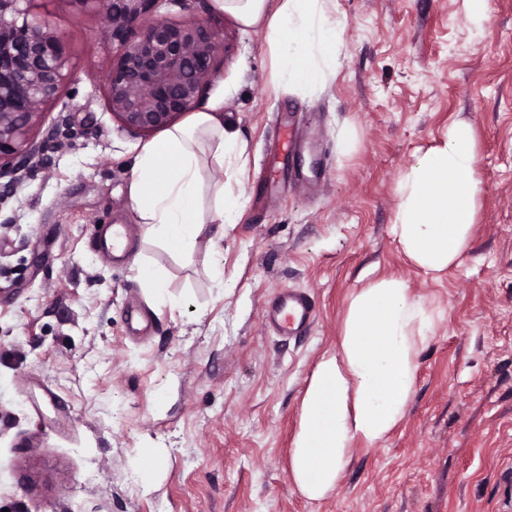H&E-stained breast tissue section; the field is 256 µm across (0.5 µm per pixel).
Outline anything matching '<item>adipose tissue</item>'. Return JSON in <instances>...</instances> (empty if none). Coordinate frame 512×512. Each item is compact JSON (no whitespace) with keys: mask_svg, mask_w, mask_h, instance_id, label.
Listing matches in <instances>:
<instances>
[{"mask_svg":"<svg viewBox=\"0 0 512 512\" xmlns=\"http://www.w3.org/2000/svg\"><path fill=\"white\" fill-rule=\"evenodd\" d=\"M245 26L267 25L277 86L313 97L336 77L344 23L333 0H214ZM223 98L189 124L143 146L132 167L129 195L147 240L189 252L205 229L200 162L205 150L236 161L243 144L215 122ZM479 159L469 123L448 128L443 146L422 154L404 176L392 233L407 257L428 274L459 264L475 224ZM435 313L404 281L381 278L353 292L335 352L317 362L301 401L290 450V473L312 502L337 486L355 444L383 441L413 395L415 357Z\"/></svg>","mask_w":512,"mask_h":512,"instance_id":"1","label":"adipose tissue"}]
</instances>
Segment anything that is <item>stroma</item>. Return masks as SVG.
<instances>
[{"instance_id": "stroma-1", "label": "stroma", "mask_w": 512, "mask_h": 512, "mask_svg": "<svg viewBox=\"0 0 512 512\" xmlns=\"http://www.w3.org/2000/svg\"><path fill=\"white\" fill-rule=\"evenodd\" d=\"M488 12L479 25L464 0H336L338 72L304 98L274 87L265 24L213 0H160L156 17H204L221 34V80L199 104L223 92L218 118L246 144L223 167L240 222L186 256L144 240L131 206V166L152 137L106 106V21L41 0L71 76L43 117L61 149L0 198V512H512V0ZM460 119L476 134L480 201L461 265L435 277L391 226L402 178ZM298 121L319 126L317 148L278 151L279 128ZM320 157L311 193L294 174ZM115 224L134 238L122 260L94 246ZM144 266L166 273L177 307L155 303ZM381 277L439 316L403 419L311 502L289 471L306 381L350 295ZM286 288L316 302L305 334L264 325ZM149 448L162 465L144 484Z\"/></svg>"}]
</instances>
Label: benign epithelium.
<instances>
[{
    "label": "benign epithelium",
    "mask_w": 512,
    "mask_h": 512,
    "mask_svg": "<svg viewBox=\"0 0 512 512\" xmlns=\"http://www.w3.org/2000/svg\"><path fill=\"white\" fill-rule=\"evenodd\" d=\"M105 17L117 52L105 81L110 111L132 132L162 130L193 111L223 52L209 21L154 17L157 0H78ZM37 0H0V197L20 172L58 146L54 129L32 137L69 77L65 37L34 17Z\"/></svg>",
    "instance_id": "7a95c632"
}]
</instances>
